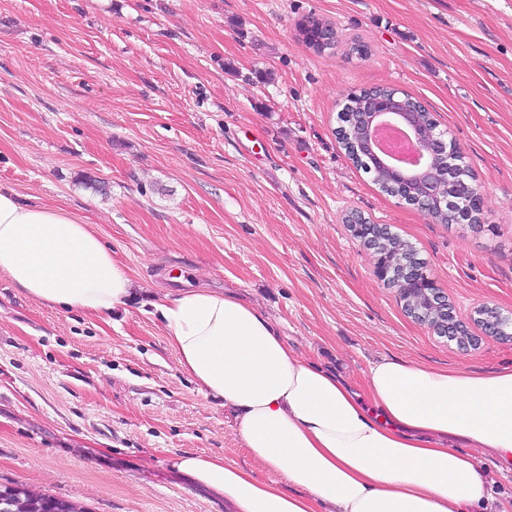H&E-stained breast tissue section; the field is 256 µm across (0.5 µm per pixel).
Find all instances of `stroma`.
I'll list each match as a JSON object with an SVG mask.
<instances>
[{"label":"stroma","mask_w":512,"mask_h":512,"mask_svg":"<svg viewBox=\"0 0 512 512\" xmlns=\"http://www.w3.org/2000/svg\"><path fill=\"white\" fill-rule=\"evenodd\" d=\"M309 13L368 56L306 48ZM377 85L459 144L481 229L433 223L346 157L338 102ZM0 182L93 225L138 284L106 321L0 278V484L89 512H233L178 461L281 481L179 368L153 305L181 288L228 287L357 385L384 358L512 367V341L463 350L408 317L342 222L412 242L463 321L512 312V0H0ZM394 98L399 102L403 109L417 112L419 121L422 125L427 126L430 129L437 130L438 125L435 122L431 112H429L428 109L415 97L406 92L397 91L395 92Z\"/></svg>","instance_id":"35a3bbf8"}]
</instances>
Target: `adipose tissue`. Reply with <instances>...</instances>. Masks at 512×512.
Instances as JSON below:
<instances>
[{
    "mask_svg": "<svg viewBox=\"0 0 512 512\" xmlns=\"http://www.w3.org/2000/svg\"><path fill=\"white\" fill-rule=\"evenodd\" d=\"M0 278L99 317L133 289L92 225L1 185ZM155 310L179 368L234 411L244 448L284 478L181 458L237 512H506L488 509L472 453L512 462V368L480 375L383 359L358 390L300 357L278 321L229 290L186 288Z\"/></svg>",
    "mask_w": 512,
    "mask_h": 512,
    "instance_id": "ef3b65f1",
    "label": "adipose tissue"
}]
</instances>
